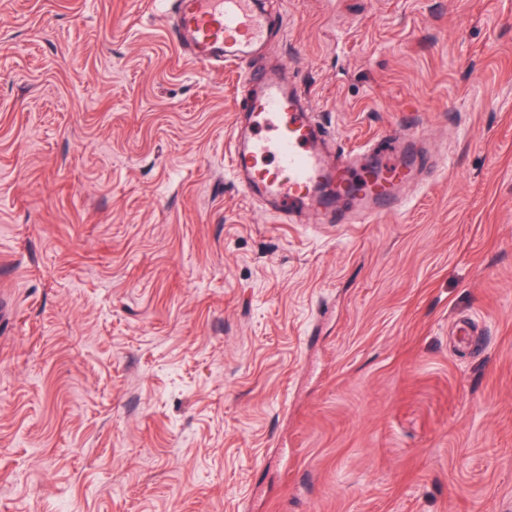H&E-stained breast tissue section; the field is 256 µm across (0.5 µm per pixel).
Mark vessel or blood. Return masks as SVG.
<instances>
[{"instance_id":"vessel-or-blood-1","label":"vessel or blood","mask_w":512,"mask_h":512,"mask_svg":"<svg viewBox=\"0 0 512 512\" xmlns=\"http://www.w3.org/2000/svg\"><path fill=\"white\" fill-rule=\"evenodd\" d=\"M169 13L171 41L181 57L204 72L256 60L284 34L258 0H169ZM248 82L229 144L233 175L246 194L266 201L279 217L291 219L316 208L336 224L349 221L336 211L340 200L363 224L401 207L397 189L418 170L410 137L398 130L387 136L402 147L400 161L376 157L361 164L349 156L329 163L311 96L274 67L249 74Z\"/></svg>"}]
</instances>
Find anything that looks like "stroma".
I'll return each mask as SVG.
<instances>
[{
    "label": "stroma",
    "instance_id": "1",
    "mask_svg": "<svg viewBox=\"0 0 512 512\" xmlns=\"http://www.w3.org/2000/svg\"><path fill=\"white\" fill-rule=\"evenodd\" d=\"M368 224L235 181L247 65L159 0H0V512H512V0H264Z\"/></svg>",
    "mask_w": 512,
    "mask_h": 512
}]
</instances>
